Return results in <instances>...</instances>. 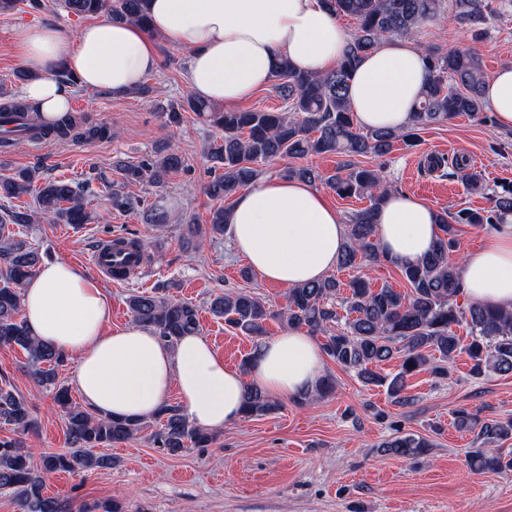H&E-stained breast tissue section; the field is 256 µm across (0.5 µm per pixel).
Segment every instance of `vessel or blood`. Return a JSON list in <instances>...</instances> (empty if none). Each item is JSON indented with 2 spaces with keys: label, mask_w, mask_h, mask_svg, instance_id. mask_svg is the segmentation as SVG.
<instances>
[{
  "label": "vessel or blood",
  "mask_w": 512,
  "mask_h": 512,
  "mask_svg": "<svg viewBox=\"0 0 512 512\" xmlns=\"http://www.w3.org/2000/svg\"><path fill=\"white\" fill-rule=\"evenodd\" d=\"M87 263L118 284L144 280L149 271L145 249L130 246L124 235L98 241L86 256Z\"/></svg>",
  "instance_id": "1"
}]
</instances>
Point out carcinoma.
I'll return each mask as SVG.
<instances>
[{
    "mask_svg": "<svg viewBox=\"0 0 512 512\" xmlns=\"http://www.w3.org/2000/svg\"><path fill=\"white\" fill-rule=\"evenodd\" d=\"M443 0H330L338 16L356 20V29L336 69L312 76L294 70L283 60L275 89L286 104L280 112L266 110L218 111L210 104L189 98L171 108V122L179 121L178 112L187 108L207 114L211 124L222 131L220 143L209 151L214 177L206 192L215 199L230 200L253 183L262 173L264 162L282 158L299 159L308 154L336 153L346 156H386L398 145L415 147L420 132L433 123H442L466 115L487 121L483 89L486 74L478 54L472 49L427 53L429 77L423 87L409 125L401 131L365 130L357 126L347 105V89L352 72L361 59L389 37H414L441 11ZM64 7L77 16H93L111 7L112 18L147 26L146 0H63ZM457 22L479 31L480 26L508 6L512 0H456ZM28 112L21 102L0 103V120L6 125L0 133V145L7 147L31 137L43 140L88 139L104 137V126L81 124L76 132L74 120L54 127L14 125V117ZM454 173L465 184L477 188L480 173L465 160L451 161ZM182 167L181 157L159 150L156 156L124 168L129 181L160 184L165 176ZM283 175L309 183L326 184L342 198L368 200L348 224L337 264L341 268L369 259L383 260L375 241L374 215L389 188L376 169L352 166L346 172L323 174L304 166H287ZM33 196L34 209L9 208L0 215V225L25 226L40 216L54 224H84L88 214L84 189L66 179L39 180L37 170L24 168L0 176V197L19 199ZM229 208L213 210L209 233L224 234ZM512 214V185L493 192L491 207L482 210L461 209L452 215H439L441 235L433 249L419 263L401 269L409 291L402 294L389 287L374 289L362 277L347 284L329 276L317 283L289 289L286 310L274 314L258 297L246 291L217 296L210 310L224 319L229 328L258 341L266 333L267 320L279 316L290 328H306L323 338L322 350L345 370L353 371L367 385L384 386L400 407L413 403L408 381L424 370L440 379L447 376V364L463 352L471 360V372L512 374V307H495L469 301L458 303L462 295L458 267L451 261L455 251L456 224L487 225L503 223ZM43 263V255L22 235L0 232V342L19 346L26 354V370L38 385L54 391L56 403L65 410L68 447L56 452H36L24 447L17 438H0V490L10 492L21 512H72L70 499L44 495L45 476L67 471L89 474L109 468L112 461L95 449L123 442L141 433L145 419L121 416H97L72 403L69 389L57 380V370L68 356L54 346L32 336L21 317L22 289ZM348 288L340 296L341 286ZM341 297L340 306L333 299ZM128 306L133 322L149 327L167 345L173 347L185 335L199 332V311L187 301L165 294H133ZM463 328L466 336L455 332ZM398 359V369L386 376L374 367ZM333 381L323 378L310 392L296 401L305 403L330 394ZM278 409V403L261 389L248 385L243 416H262ZM154 418L158 428L150 434L152 444L170 456L191 448H206L215 435L197 427L181 407L164 404ZM460 429L477 432L480 447L468 455L475 472L512 471V456L500 452L497 445L512 439V419H483L468 409L455 412ZM0 428L27 434L36 428L33 405L18 393L6 377L0 378ZM386 452L400 457H415L430 447L429 442L412 433L396 430V436L381 444Z\"/></svg>",
    "mask_w": 512,
    "mask_h": 512,
    "instance_id": "obj_1",
    "label": "carcinoma"
}]
</instances>
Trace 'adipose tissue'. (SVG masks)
Wrapping results in <instances>:
<instances>
[{
  "mask_svg": "<svg viewBox=\"0 0 512 512\" xmlns=\"http://www.w3.org/2000/svg\"><path fill=\"white\" fill-rule=\"evenodd\" d=\"M150 24L118 23L100 13L74 41L51 25L13 34L33 73L20 99L46 121L64 119L74 86L126 95L156 70L157 41L187 51V83L207 103L236 105L270 85L281 60L321 75L340 60L347 34L326 0H149ZM71 81L54 77L56 69ZM428 78L425 53L411 39L385 40L354 70L348 105L359 127L405 128ZM484 99L499 128L512 129V67L486 82ZM375 236L389 264L403 268L427 255L439 234L437 213L419 197L388 192L376 212ZM231 245L263 281L284 287L329 275L347 226L310 183L264 177L235 200ZM464 294L492 306H512V215L488 232L459 265ZM23 317L33 336L73 356V382L98 415L145 418L177 390L190 420L208 429L235 423L247 385L288 399L311 390L324 370L312 336L287 329L253 352L248 370L225 363L200 334L165 345L137 324L111 326L108 293L83 269L43 264L23 289Z\"/></svg>",
  "mask_w": 512,
  "mask_h": 512,
  "instance_id": "1",
  "label": "adipose tissue"
}]
</instances>
